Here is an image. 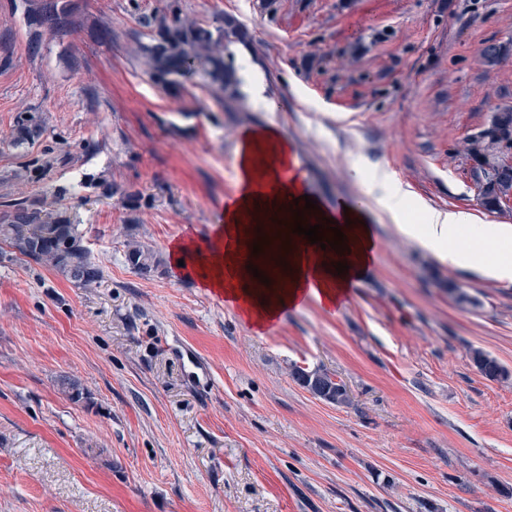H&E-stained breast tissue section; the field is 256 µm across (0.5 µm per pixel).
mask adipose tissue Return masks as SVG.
<instances>
[{
    "label": "adipose tissue",
    "mask_w": 512,
    "mask_h": 512,
    "mask_svg": "<svg viewBox=\"0 0 512 512\" xmlns=\"http://www.w3.org/2000/svg\"><path fill=\"white\" fill-rule=\"evenodd\" d=\"M288 141L273 126L245 130L237 153L238 190L224 205V221L215 225L206 246L193 237H183L170 245L173 260L195 259L199 282L209 294L234 304L249 325L262 329L271 326L282 312L310 299L327 307L342 305L359 276L373 260L374 241L371 227L358 222L357 209L329 212L328 217L341 225L347 252L333 249L310 256L301 243H294L283 262L266 254L239 258L237 245L246 233L242 216L263 222L268 213L280 209L283 200H293L306 192L300 176L282 181L288 169ZM368 196L399 220L398 230L421 249L431 252L440 262L463 268H488L500 280H512V261L503 260L487 266L486 254L504 236L499 224H486L467 246L457 243L460 232L472 222L469 214L457 211H430L423 223L407 224L403 217L412 205L410 191L386 168H378L366 185ZM349 267L345 274L335 270L336 262Z\"/></svg>",
    "instance_id": "adipose-tissue-1"
}]
</instances>
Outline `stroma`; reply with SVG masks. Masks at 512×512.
I'll use <instances>...</instances> for the list:
<instances>
[{"instance_id":"1","label":"stroma","mask_w":512,"mask_h":512,"mask_svg":"<svg viewBox=\"0 0 512 512\" xmlns=\"http://www.w3.org/2000/svg\"><path fill=\"white\" fill-rule=\"evenodd\" d=\"M57 2L70 32L0 0V222L43 199L103 277L77 286L0 241V512H512V384L469 356L512 370V281L441 263L365 193L384 166L418 211L512 226L477 197L466 154L512 111V0ZM174 10L239 30L217 47L223 99L152 79L141 19ZM29 114L44 131L14 146ZM271 125L312 196L357 202L377 248L340 308L310 300L260 330L169 246L211 238L240 132ZM132 244L155 272L127 262ZM296 366L343 380L352 405L314 397ZM127 261L138 272L146 274L155 270L160 265V260L149 252L141 250L138 246H132L127 254ZM471 359L477 371L489 380L508 383L512 379L511 371L501 365L494 357L480 349L472 351Z\"/></svg>"}]
</instances>
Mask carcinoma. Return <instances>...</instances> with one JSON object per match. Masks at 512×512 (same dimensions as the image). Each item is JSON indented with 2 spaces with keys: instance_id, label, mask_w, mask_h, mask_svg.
Listing matches in <instances>:
<instances>
[{
  "instance_id": "cac0c4a2",
  "label": "carcinoma",
  "mask_w": 512,
  "mask_h": 512,
  "mask_svg": "<svg viewBox=\"0 0 512 512\" xmlns=\"http://www.w3.org/2000/svg\"><path fill=\"white\" fill-rule=\"evenodd\" d=\"M36 20L56 30H65L73 25L66 8H57L55 0H43L34 9ZM154 43L146 47L152 60L155 78L162 84L174 82V78L187 74L196 66L202 67L203 75L211 82L224 84L228 71L224 57L213 51V33L201 26H186L178 14L161 18L156 24ZM42 126L35 116L21 119L16 130L14 144L19 146L39 137ZM468 157L481 169L495 172V180L484 191L485 204L489 211H496L499 193L512 189V168L500 162V139L494 133H482L468 142ZM8 220L0 224V240L9 242L21 255L48 267L69 281L90 286L102 278V270L90 258L83 245L79 225L69 217L45 208L39 198L24 199L9 204ZM127 261L138 272L146 274L158 268L160 260L149 252L133 246ZM471 359L477 371L492 381L506 383L512 372L494 357L480 349L472 351ZM291 377L313 395L336 405L351 403L347 386L326 370L307 371L299 367L291 370Z\"/></svg>"
}]
</instances>
